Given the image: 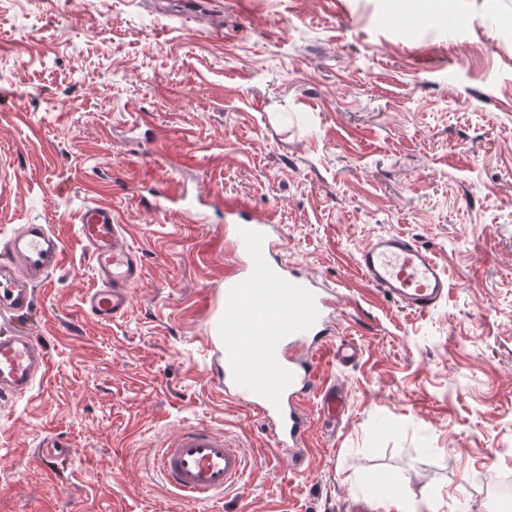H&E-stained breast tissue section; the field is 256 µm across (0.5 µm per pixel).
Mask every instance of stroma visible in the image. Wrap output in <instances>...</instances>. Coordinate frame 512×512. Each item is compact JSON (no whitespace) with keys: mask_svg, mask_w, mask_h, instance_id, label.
Returning a JSON list of instances; mask_svg holds the SVG:
<instances>
[{"mask_svg":"<svg viewBox=\"0 0 512 512\" xmlns=\"http://www.w3.org/2000/svg\"><path fill=\"white\" fill-rule=\"evenodd\" d=\"M455 31L413 29L424 0H0V243L50 225L67 265L36 309L0 317L46 353L48 376L0 405V512H350L406 492L405 512H495L512 476V0H464ZM190 210L141 198L175 159ZM111 202L145 272L109 324L77 234ZM273 214L280 254L346 296L348 397L313 417L302 464L224 398L207 345L232 257L224 209ZM400 233L431 250L448 296L415 315L368 286L358 250ZM203 423L246 448L231 491L202 504L152 467ZM63 440L47 472L31 449Z\"/></svg>","mask_w":512,"mask_h":512,"instance_id":"35a3bbf8","label":"stroma"}]
</instances>
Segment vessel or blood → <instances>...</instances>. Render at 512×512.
Wrapping results in <instances>:
<instances>
[{"label":"vessel or blood","mask_w":512,"mask_h":512,"mask_svg":"<svg viewBox=\"0 0 512 512\" xmlns=\"http://www.w3.org/2000/svg\"><path fill=\"white\" fill-rule=\"evenodd\" d=\"M187 196L179 177L148 202L151 211L171 214ZM224 239L235 263L224 274L220 302L211 319V342L224 358V395L244 401L263 421L275 447L302 460L311 422L303 408L317 393L320 412L346 405L341 388L319 383L326 356L356 360L359 347L334 340L342 292L325 288L273 256L271 213L243 203L224 208ZM78 236L88 251L95 285L83 298L86 314L110 322L124 314L144 276L142 252L127 243L112 205L97 201L78 214ZM0 315L19 316L36 304L37 291L67 262L62 238L47 224H26L0 245ZM364 281L403 309L424 314L448 294V276L432 251L402 234L378 236L358 252ZM35 338L22 331L0 336V399L26 395L48 372ZM164 481L188 501L205 503L228 492L248 467L245 452L203 424L165 438L156 454Z\"/></svg>","instance_id":"b4317fda"}]
</instances>
